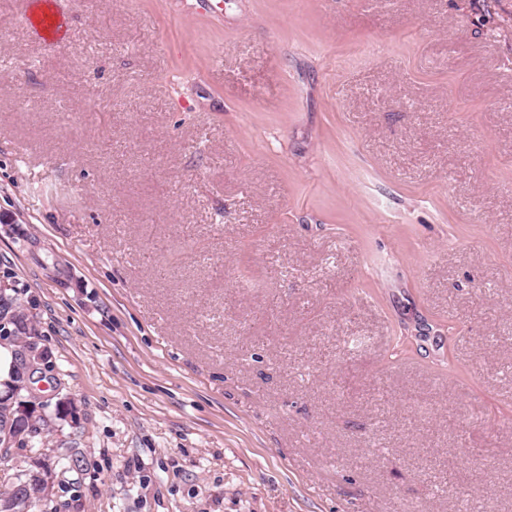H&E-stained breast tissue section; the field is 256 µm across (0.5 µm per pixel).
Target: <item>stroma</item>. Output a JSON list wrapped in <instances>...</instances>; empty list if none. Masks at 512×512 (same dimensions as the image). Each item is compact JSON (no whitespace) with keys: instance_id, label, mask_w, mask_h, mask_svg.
<instances>
[{"instance_id":"1","label":"stroma","mask_w":512,"mask_h":512,"mask_svg":"<svg viewBox=\"0 0 512 512\" xmlns=\"http://www.w3.org/2000/svg\"><path fill=\"white\" fill-rule=\"evenodd\" d=\"M211 4L0 0L54 512H512V0ZM41 412L35 415H31L27 419L23 420L24 423H29L40 430L49 433V426L53 421L65 419V416L61 415V411L57 408L55 402H51L45 405H40Z\"/></svg>"}]
</instances>
